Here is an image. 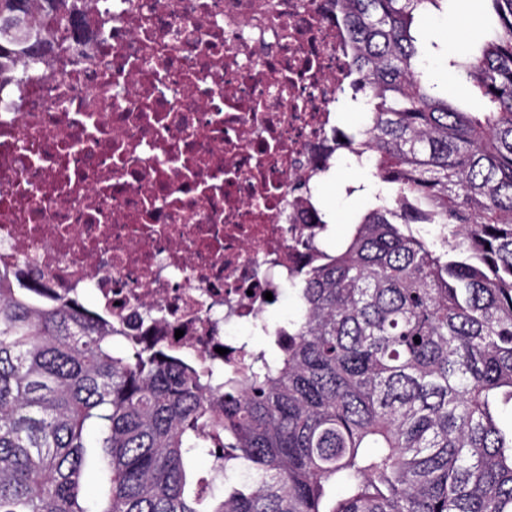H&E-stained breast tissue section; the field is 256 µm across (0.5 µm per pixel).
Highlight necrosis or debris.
Segmentation results:
<instances>
[{"instance_id":"obj_1","label":"necrosis or debris","mask_w":512,"mask_h":512,"mask_svg":"<svg viewBox=\"0 0 512 512\" xmlns=\"http://www.w3.org/2000/svg\"><path fill=\"white\" fill-rule=\"evenodd\" d=\"M0 57V265L209 365L281 297L336 154L348 35L332 0H32ZM43 53L27 62L24 47Z\"/></svg>"}]
</instances>
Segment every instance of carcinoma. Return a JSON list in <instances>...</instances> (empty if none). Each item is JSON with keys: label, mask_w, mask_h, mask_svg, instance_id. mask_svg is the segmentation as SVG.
Here are the masks:
<instances>
[{"label": "carcinoma", "mask_w": 512, "mask_h": 512, "mask_svg": "<svg viewBox=\"0 0 512 512\" xmlns=\"http://www.w3.org/2000/svg\"><path fill=\"white\" fill-rule=\"evenodd\" d=\"M335 2L365 114L338 158L370 170L348 188L370 207L307 255L273 352L232 368L0 265V512H512V0L448 55L470 110L422 67L415 20L446 0ZM44 4L67 29L75 0Z\"/></svg>", "instance_id": "1"}]
</instances>
